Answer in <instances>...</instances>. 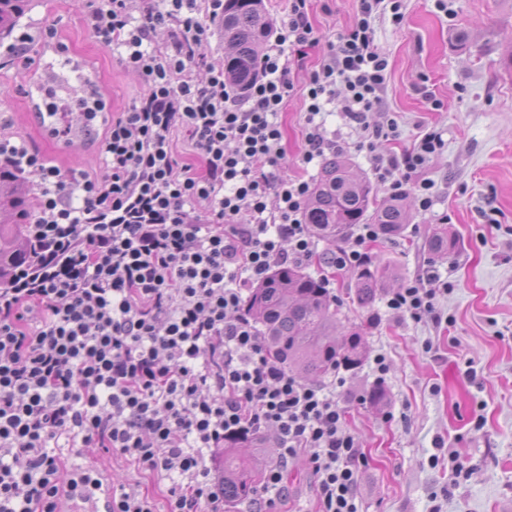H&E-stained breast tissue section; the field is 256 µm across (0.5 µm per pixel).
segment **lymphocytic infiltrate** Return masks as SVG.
Returning <instances> with one entry per match:
<instances>
[{"label":"lymphocytic infiltrate","mask_w":512,"mask_h":512,"mask_svg":"<svg viewBox=\"0 0 512 512\" xmlns=\"http://www.w3.org/2000/svg\"><path fill=\"white\" fill-rule=\"evenodd\" d=\"M383 0H358L354 23L328 42L307 84L302 164L341 151L320 118L344 101L362 148L399 136L382 111L388 61L371 19ZM148 89L109 121L106 173L49 164L20 139H0V166L35 186L33 265L0 286V512H57L80 489L66 449L101 448L169 479L168 512H222L224 481L206 464L228 435L275 434L255 512H275L288 463L306 456L319 512H359L358 437L337 393L342 378L301 380L274 362L243 311V294L279 266L314 258L342 270L369 262L375 225L320 249L303 222L309 180L273 172L284 157L278 123L294 84L292 57L319 44L308 0H289L246 92L207 55L224 0H99L86 18ZM169 41L154 42L157 30ZM184 137L202 164L182 162ZM431 130L401 155L374 161L391 194L433 205L435 184L413 181L440 152ZM435 274L410 281L389 310L439 321Z\"/></svg>","instance_id":"lymphocytic-infiltrate-1"}]
</instances>
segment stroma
<instances>
[{"label": "stroma", "mask_w": 512, "mask_h": 512, "mask_svg": "<svg viewBox=\"0 0 512 512\" xmlns=\"http://www.w3.org/2000/svg\"><path fill=\"white\" fill-rule=\"evenodd\" d=\"M91 8V0H32L17 29L32 39L31 48L0 47V137L25 140L62 170L100 177L108 120L147 86L99 43L85 22ZM401 12L398 23L387 9L372 21L388 69L386 110L369 116L395 118L399 139L371 153L358 150L339 99L325 107V129L344 142L353 171L369 180L373 155L401 153L425 130H442L443 150L419 173L435 184L434 205L420 211L406 195L402 237L369 243L372 266L395 272L372 307L356 301L354 269L330 274L315 261L305 270L331 276L342 325L364 330L366 357L345 372L341 390L347 425L364 454L361 512H512V0H402ZM356 14V0L310 2L323 43L294 67L295 89L279 117L285 175L299 172L309 76L325 42ZM90 90L106 101V111L74 145L48 138L36 120L39 108L75 104ZM443 225L458 246L438 257L427 242ZM430 270L445 285L434 300L440 322L387 308L392 293ZM380 357L387 364L382 375ZM377 387L387 395L380 410L366 400ZM73 466L139 485L158 512L168 508L165 482L123 458L87 448ZM287 486L282 512H317L316 478L305 459L289 464Z\"/></svg>", "instance_id": "1"}]
</instances>
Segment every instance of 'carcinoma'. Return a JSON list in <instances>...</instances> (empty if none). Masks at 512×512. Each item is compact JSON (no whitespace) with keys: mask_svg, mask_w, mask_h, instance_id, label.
<instances>
[{"mask_svg":"<svg viewBox=\"0 0 512 512\" xmlns=\"http://www.w3.org/2000/svg\"><path fill=\"white\" fill-rule=\"evenodd\" d=\"M31 0H0V45L13 34L28 12ZM273 32L263 0H224V76L239 89L255 77L259 48ZM32 188L0 166V285L27 258L26 224L32 215ZM369 220L378 235L393 239L408 224L402 197L377 203V192L365 178L354 174L345 157L334 153L324 159L321 175L305 208L304 223L330 242H340L356 224ZM457 247L456 236L445 227L435 229L428 249L447 256ZM382 276L367 265L355 272V296L362 308L375 300ZM244 311L262 327L271 358L305 379L360 366L366 346L359 329L337 331L338 309L325 293L322 280L299 266L278 267L267 280L250 290ZM245 440L224 438V501L249 502L263 478L267 458L244 457L238 448Z\"/></svg>","mask_w":512,"mask_h":512,"instance_id":"obj_1","label":"carcinoma"}]
</instances>
